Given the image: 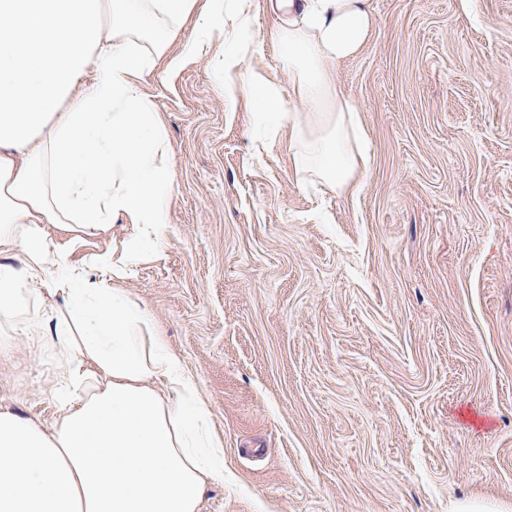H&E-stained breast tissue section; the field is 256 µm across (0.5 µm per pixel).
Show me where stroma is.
<instances>
[{"label":"stroma","mask_w":512,"mask_h":512,"mask_svg":"<svg viewBox=\"0 0 512 512\" xmlns=\"http://www.w3.org/2000/svg\"><path fill=\"white\" fill-rule=\"evenodd\" d=\"M336 78L362 110V192L258 145L209 58L143 76L173 156L169 222L123 267L224 443L204 512H454L512 502V0H371ZM245 68L289 93L270 0ZM133 231L56 235L90 287ZM108 265H101V258ZM36 337L0 356V406L52 422L64 368ZM512 504L492 502L483 499H466L460 501L454 512H510Z\"/></svg>","instance_id":"stroma-1"}]
</instances>
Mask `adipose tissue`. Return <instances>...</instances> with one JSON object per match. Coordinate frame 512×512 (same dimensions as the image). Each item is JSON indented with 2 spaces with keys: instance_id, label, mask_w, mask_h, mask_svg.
Instances as JSON below:
<instances>
[{
  "instance_id": "ef3b65f1",
  "label": "adipose tissue",
  "mask_w": 512,
  "mask_h": 512,
  "mask_svg": "<svg viewBox=\"0 0 512 512\" xmlns=\"http://www.w3.org/2000/svg\"><path fill=\"white\" fill-rule=\"evenodd\" d=\"M273 42L288 70L278 86L243 71L238 48L217 73L234 98L243 74L258 119L286 121L296 169L359 191L367 164L361 109L336 81L374 24L369 0H273ZM203 12L223 28L224 0H0V354L19 333L68 366L52 424L0 406V512H203L224 476V448L193 381L147 313L122 289L88 288L49 230L134 227L126 257L155 245L169 217L173 163L165 124L138 82L205 49L172 41ZM54 274L62 305L34 283Z\"/></svg>"
}]
</instances>
